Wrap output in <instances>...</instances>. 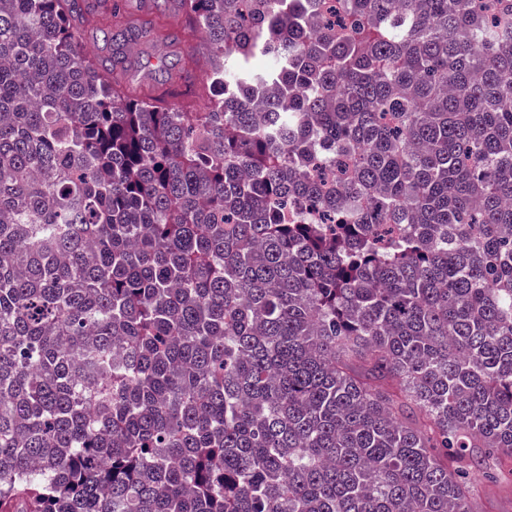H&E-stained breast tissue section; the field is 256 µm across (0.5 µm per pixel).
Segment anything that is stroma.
<instances>
[{
    "mask_svg": "<svg viewBox=\"0 0 512 512\" xmlns=\"http://www.w3.org/2000/svg\"><path fill=\"white\" fill-rule=\"evenodd\" d=\"M118 19L127 25L151 21L149 37L119 48L96 27L78 30L81 46L97 60H109L122 50L124 61L112 77L131 97L147 99L159 96L175 84L179 76L198 68L205 51L202 32L181 27L180 0H117Z\"/></svg>",
    "mask_w": 512,
    "mask_h": 512,
    "instance_id": "35a3bbf8",
    "label": "stroma"
}]
</instances>
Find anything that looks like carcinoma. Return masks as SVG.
Returning a JSON list of instances; mask_svg holds the SVG:
<instances>
[{"label": "carcinoma", "instance_id": "cac0c4a2", "mask_svg": "<svg viewBox=\"0 0 512 512\" xmlns=\"http://www.w3.org/2000/svg\"><path fill=\"white\" fill-rule=\"evenodd\" d=\"M181 2L204 112L130 99L79 0H0V512H476L512 0ZM78 37L85 51L97 60H110L115 53V42L104 38L94 26H83L78 29Z\"/></svg>", "mask_w": 512, "mask_h": 512}]
</instances>
